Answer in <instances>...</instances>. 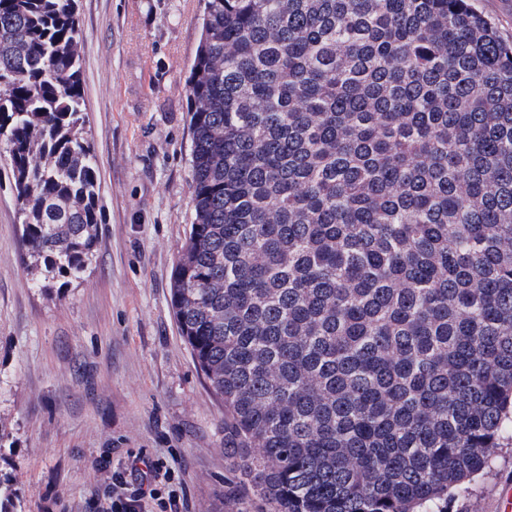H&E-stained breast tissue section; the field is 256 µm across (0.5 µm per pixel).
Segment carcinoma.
I'll list each match as a JSON object with an SVG mask.
<instances>
[{
  "instance_id": "obj_1",
  "label": "carcinoma",
  "mask_w": 512,
  "mask_h": 512,
  "mask_svg": "<svg viewBox=\"0 0 512 512\" xmlns=\"http://www.w3.org/2000/svg\"><path fill=\"white\" fill-rule=\"evenodd\" d=\"M80 43L76 0H0L37 288L102 223ZM187 85L170 301L236 512H447L512 439V40L469 0H203Z\"/></svg>"
}]
</instances>
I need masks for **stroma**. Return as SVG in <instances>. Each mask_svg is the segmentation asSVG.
I'll list each match as a JSON object with an SVG mask.
<instances>
[{
  "label": "stroma",
  "instance_id": "obj_1",
  "mask_svg": "<svg viewBox=\"0 0 512 512\" xmlns=\"http://www.w3.org/2000/svg\"><path fill=\"white\" fill-rule=\"evenodd\" d=\"M103 220L86 273L34 286L0 159V477L16 512H100L130 455L162 460L191 512H231L224 407L170 305L193 216L187 76L199 0H77ZM512 446L448 512H502Z\"/></svg>",
  "mask_w": 512,
  "mask_h": 512
}]
</instances>
